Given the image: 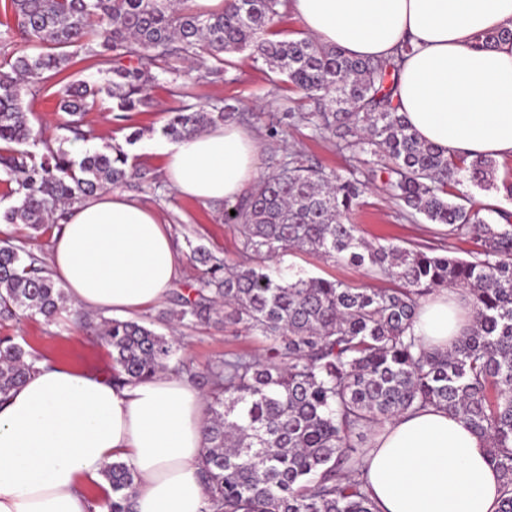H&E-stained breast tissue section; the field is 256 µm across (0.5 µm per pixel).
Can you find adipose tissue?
<instances>
[{
    "label": "adipose tissue",
    "mask_w": 512,
    "mask_h": 512,
    "mask_svg": "<svg viewBox=\"0 0 512 512\" xmlns=\"http://www.w3.org/2000/svg\"><path fill=\"white\" fill-rule=\"evenodd\" d=\"M309 34L348 55L379 59L410 43L394 101L420 140L447 154L512 158V0H291ZM259 143L237 125L213 127L164 151L180 195L234 201L257 179ZM186 260L156 211L108 189L71 206L53 230L49 266L80 312L130 316L162 301ZM473 322L472 300L441 288L414 326L446 350ZM37 371L0 404V512H89L112 488L108 465L136 473L135 512H204L197 471L205 403L161 372L125 386L69 366ZM380 512H496L501 491L486 439L430 408L386 424L366 457Z\"/></svg>",
    "instance_id": "adipose-tissue-1"
}]
</instances>
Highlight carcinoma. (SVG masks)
I'll return each instance as SVG.
<instances>
[{"label": "carcinoma", "mask_w": 512, "mask_h": 512, "mask_svg": "<svg viewBox=\"0 0 512 512\" xmlns=\"http://www.w3.org/2000/svg\"><path fill=\"white\" fill-rule=\"evenodd\" d=\"M0 42L17 34L26 44L0 60V181L14 204L0 213L6 224L34 231L65 205L111 188L140 185L149 170L129 163L120 145L74 157L38 138L21 90L55 78L81 54L103 66L100 83L65 85L60 111L64 140L85 141V116L100 94L119 112L151 106L152 69L173 58L219 79L224 55L249 52L285 77L314 103L308 112L282 113L268 136L309 128L339 146L388 160L387 190L411 214L468 235L479 249L468 259L437 255L426 247L373 244L358 233L352 215L367 188L355 171L338 175L296 159L260 178L247 196L224 204V221L238 232L239 259L198 245L189 261L198 270L195 296H176L162 318L184 324L224 319L234 332L268 342L263 358L234 353L205 371L176 358L179 342L136 319L100 324L112 349L118 383L171 370L208 387L200 478L204 512H379L367 484L364 457L373 436L397 416L430 407L461 417L486 437L500 472L497 512H512V214L498 224L467 205L463 186L494 188L512 198V177L496 184V161L449 157L421 141L392 97L393 75L404 45L383 59H361L303 36L271 39L270 28L288 0H224L198 12L188 0H7ZM229 101L211 110L177 106L162 129L173 142L234 119ZM311 251L362 267L397 287L351 286L342 281L285 272L274 259ZM439 288L467 291L475 316L446 351L424 346L414 334L422 299ZM68 297L45 263L23 244L0 242V320L18 315L54 321ZM36 358L15 337L0 336V400L24 383ZM104 476L112 498L94 502L107 512H134L135 472L115 461Z\"/></svg>", "instance_id": "carcinoma-1"}]
</instances>
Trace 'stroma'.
<instances>
[{"label":"stroma","instance_id":"obj_1","mask_svg":"<svg viewBox=\"0 0 512 512\" xmlns=\"http://www.w3.org/2000/svg\"><path fill=\"white\" fill-rule=\"evenodd\" d=\"M227 60L226 72L220 80L197 74L187 61L181 59L171 60L167 67L155 69V80L149 89L151 107L128 113L123 120L117 119L111 99L102 98L85 117L92 131L91 138L84 143L85 148L100 150L109 144L126 145L139 166L162 174V150L169 141L162 136L161 128L168 119V109L182 103L211 106L233 98L238 100L240 111L248 120V130L263 143L257 162L260 174L271 172L280 161L294 156L318 162L339 174L356 169L358 176L369 183L353 218L365 239L405 247L426 245L459 257L474 249L471 238L448 236L447 232L429 226L421 216L409 214L386 190L383 176L373 175L372 156L351 155L340 150L335 140L313 136L303 127L289 129L286 135L274 140L265 137V126L275 121L284 107L306 111L310 103L263 60L253 59L245 53L228 54ZM98 69L95 59L77 57L58 78L42 84L37 95L25 96L24 104L35 131L54 140L62 137L60 125L64 115L58 110L59 89L72 80L98 79ZM176 84L181 87V95L177 98L170 93ZM135 131L139 132V139L135 144H127V137ZM135 197L155 208L164 223L171 225L182 253H189L191 244L203 243L223 250L228 261L236 260L237 232L234 225L225 223L220 205L181 196L166 183L156 189L143 188ZM279 263L303 270L312 277L335 278L352 285L366 283L373 288L389 285L385 279H368L364 269L325 261L311 253L291 252L281 257ZM169 306V301H162L141 312L140 318L153 323L159 332L169 331L177 336L180 357L197 369H204L232 353L259 354L266 346L262 337L234 334L217 320L206 325H166L160 320L159 313ZM3 334L15 336L17 342L25 344L40 359L107 376L112 373L108 348L93 329L75 324L70 314H62L51 324L39 316L7 321L0 324V335Z\"/></svg>","mask_w":512,"mask_h":512}]
</instances>
